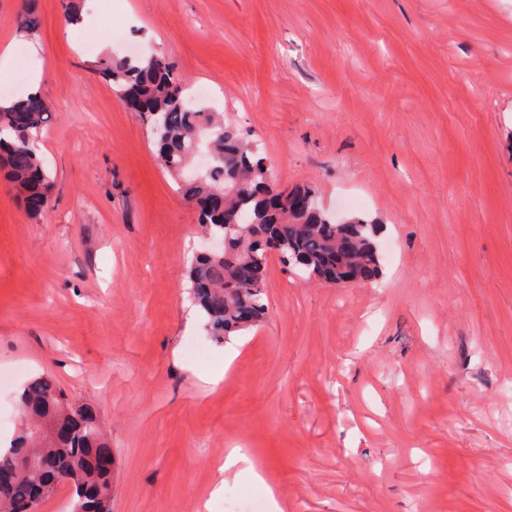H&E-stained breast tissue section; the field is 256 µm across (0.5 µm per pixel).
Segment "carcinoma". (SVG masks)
I'll return each mask as SVG.
<instances>
[{"label":"carcinoma","instance_id":"cac0c4a2","mask_svg":"<svg viewBox=\"0 0 512 512\" xmlns=\"http://www.w3.org/2000/svg\"><path fill=\"white\" fill-rule=\"evenodd\" d=\"M38 25L36 0H25L20 28L32 34ZM102 70L120 91L143 96L147 108L141 119L159 164L199 204L202 233L224 240L222 251L198 254L188 270L193 299L213 335L228 336L264 320L263 288L273 250L305 278L323 283L336 266L350 281L378 271V224L361 217L339 221L309 191L274 192L253 141L223 114L197 107L171 63L155 55L108 58ZM30 99L0 97V169L25 205L32 197L49 200L54 191L37 154L51 105L29 112ZM19 402L24 419L13 445L0 452V468L20 458L29 466L19 480L0 485V512H22L34 481L47 485L50 494L60 484L68 486L71 512H111L112 474L95 465L110 446L93 414L72 409L48 376L29 381ZM72 417L90 426L74 424L55 438L36 436V429Z\"/></svg>","mask_w":512,"mask_h":512}]
</instances>
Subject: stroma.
Returning a JSON list of instances; mask_svg holds the SVG:
<instances>
[{"label":"stroma","mask_w":512,"mask_h":512,"mask_svg":"<svg viewBox=\"0 0 512 512\" xmlns=\"http://www.w3.org/2000/svg\"><path fill=\"white\" fill-rule=\"evenodd\" d=\"M0 0V85L52 107L55 183L30 217L0 179V439L46 375L112 449V512H512V0ZM157 54L257 139L278 188L379 221L376 281L271 256L268 314L216 340L187 268L205 243L99 61ZM218 386L198 377L225 351ZM266 485L227 479L232 447ZM217 481L212 487L211 498L224 495V482L226 476L233 474L235 479L247 476L253 481L266 484V479L261 468L246 454L241 452L240 448H231L224 457V464L218 467Z\"/></svg>","instance_id":"1"}]
</instances>
